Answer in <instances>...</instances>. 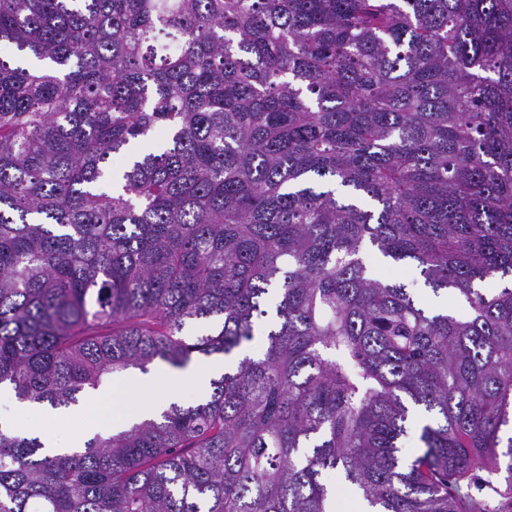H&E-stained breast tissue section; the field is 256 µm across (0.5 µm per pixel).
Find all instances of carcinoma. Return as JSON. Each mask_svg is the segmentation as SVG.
Listing matches in <instances>:
<instances>
[{"label": "carcinoma", "mask_w": 512, "mask_h": 512, "mask_svg": "<svg viewBox=\"0 0 512 512\" xmlns=\"http://www.w3.org/2000/svg\"><path fill=\"white\" fill-rule=\"evenodd\" d=\"M0 48V387L65 408L258 345L81 448L0 422V512H337L329 470L374 512H475L479 469L512 495V286L481 287L512 0H0ZM386 271L389 277L402 280L409 284H411L414 279L418 278L417 282L412 285V288L417 291L430 308L437 307L438 301L442 297H434L431 291L423 285V281L419 279V276L411 268H392Z\"/></svg>", "instance_id": "cac0c4a2"}]
</instances>
